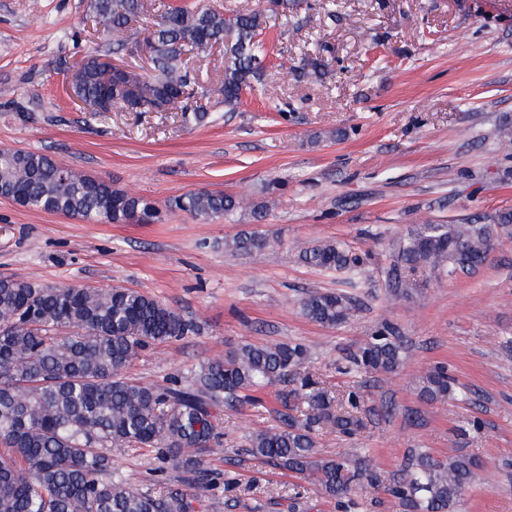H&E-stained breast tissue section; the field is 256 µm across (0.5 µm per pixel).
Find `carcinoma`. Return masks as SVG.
Masks as SVG:
<instances>
[{
  "mask_svg": "<svg viewBox=\"0 0 512 512\" xmlns=\"http://www.w3.org/2000/svg\"><path fill=\"white\" fill-rule=\"evenodd\" d=\"M90 13L102 20L108 45L123 48L139 31L131 23L146 15L145 0H89ZM288 26V0L234 11L207 5L163 4L143 41L153 62L152 82L143 95L127 88L128 78L103 80L100 55L85 56L68 83L99 111L120 106L128 112H179L204 125L212 113L200 100L216 98L227 112L238 109L242 94L261 83L266 31ZM224 44V78L205 86L186 66L184 55L201 56ZM0 197L32 209L83 221L155 224L162 210L155 202L112 187L104 179L77 171L46 155L0 149ZM165 207L207 223L244 210L258 220L269 203L248 204L225 192L198 190L169 199ZM512 226L503 209L485 224H425L398 249L401 267L443 270L452 264L472 268L500 234ZM268 240L249 234L233 248L248 251ZM305 263L326 270L352 271L361 259L334 242L300 252ZM356 312L352 299L337 292H313L302 302L303 315L336 326ZM195 324L162 302L137 290H107L64 285L47 287L0 277V512H194L186 489L214 486L208 457L224 420V406L251 398L275 381L291 383L301 415L253 434L249 452L268 458L281 470L311 476L321 493L349 507L354 484L376 481L375 473L352 465L342 455L324 456L316 432L323 426L351 437L362 422L353 410L356 393L339 394L307 375L291 376L305 357L300 344L246 343L200 367L189 385L153 386L126 372L139 352L152 344L177 341ZM403 359L391 327L370 337L352 362L361 369L392 374ZM459 394L444 366L429 371L419 395L429 401ZM130 448H156L175 461L183 477L159 492L138 490L112 477V457ZM478 464L467 455L438 460L416 454L401 470L390 493L405 512H455Z\"/></svg>",
  "mask_w": 512,
  "mask_h": 512,
  "instance_id": "cac0c4a2",
  "label": "carcinoma"
}]
</instances>
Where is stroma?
<instances>
[{
	"label": "stroma",
	"instance_id": "35a3bbf8",
	"mask_svg": "<svg viewBox=\"0 0 512 512\" xmlns=\"http://www.w3.org/2000/svg\"><path fill=\"white\" fill-rule=\"evenodd\" d=\"M286 28L265 37L269 66L237 111L213 123L177 112H89L67 94L66 63L103 53L88 0H0V148L59 159L114 188L164 203L200 189L276 205L202 223L92 224L0 198V276L44 286L132 288L193 320L183 339L140 351L138 382L189 384L200 364L244 343L301 344L299 375L357 391L363 428L317 435L322 455L364 463L348 512H402L387 487L413 453L468 454L480 467L457 512H512V238L473 269L424 268L394 298L400 240L422 224L476 222L512 209V0H294ZM255 231L266 247L231 245ZM338 241L360 254L357 276L303 263L301 249ZM314 291L352 297L355 315L329 327L303 316ZM390 324L404 349L392 374L350 356ZM444 364L463 401H426L421 378ZM286 387L225 409L214 490L195 512H338L312 478L247 453L280 425ZM480 421V431L470 428ZM113 470L132 487L175 483L156 449L132 448Z\"/></svg>",
	"mask_w": 512,
	"mask_h": 512
}]
</instances>
